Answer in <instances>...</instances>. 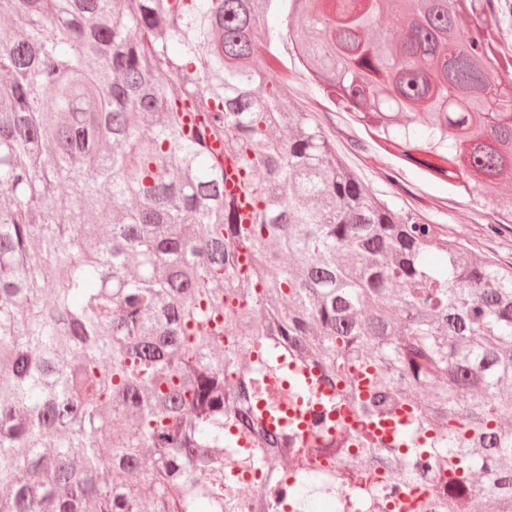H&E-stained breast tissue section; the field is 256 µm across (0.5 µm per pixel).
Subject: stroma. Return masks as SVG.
<instances>
[{
	"label": "stroma",
	"instance_id": "obj_1",
	"mask_svg": "<svg viewBox=\"0 0 512 512\" xmlns=\"http://www.w3.org/2000/svg\"><path fill=\"white\" fill-rule=\"evenodd\" d=\"M292 97L304 101L324 133L332 138L336 149L364 181L375 196L400 206L421 210L430 222L445 225L448 231L464 240L476 256H488L512 264V230L503 229L488 235L484 225L466 223L448 203L454 189L447 183L431 180L409 164L374 148L368 130L335 107L320 87L294 70Z\"/></svg>",
	"mask_w": 512,
	"mask_h": 512
}]
</instances>
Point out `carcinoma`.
Here are the masks:
<instances>
[{"label": "carcinoma", "instance_id": "carcinoma-1", "mask_svg": "<svg viewBox=\"0 0 512 512\" xmlns=\"http://www.w3.org/2000/svg\"><path fill=\"white\" fill-rule=\"evenodd\" d=\"M0 19V512H235L236 470L282 467L265 493L287 512H399L421 481L417 512H512V265L372 196L282 69L497 234L512 98L486 95L512 47L487 28L512 0H0Z\"/></svg>", "mask_w": 512, "mask_h": 512}]
</instances>
